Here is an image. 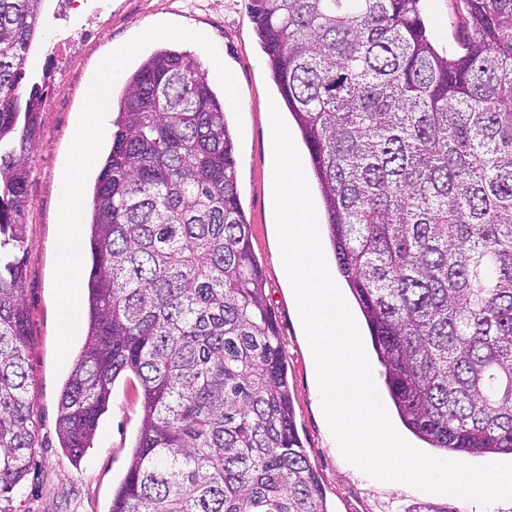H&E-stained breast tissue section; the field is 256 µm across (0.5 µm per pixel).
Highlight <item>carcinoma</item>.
<instances>
[{"label":"carcinoma","instance_id":"carcinoma-1","mask_svg":"<svg viewBox=\"0 0 512 512\" xmlns=\"http://www.w3.org/2000/svg\"><path fill=\"white\" fill-rule=\"evenodd\" d=\"M45 0H0V492L37 436L28 397L29 152ZM421 0H251L308 149L339 273L404 426L431 448L512 454V0H454L438 49ZM93 186L88 330L57 432L78 459L123 375L142 420L109 512H329L299 439L251 249L224 101L159 49L123 78Z\"/></svg>","mask_w":512,"mask_h":512}]
</instances>
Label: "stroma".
<instances>
[{
    "instance_id": "stroma-1",
    "label": "stroma",
    "mask_w": 512,
    "mask_h": 512,
    "mask_svg": "<svg viewBox=\"0 0 512 512\" xmlns=\"http://www.w3.org/2000/svg\"><path fill=\"white\" fill-rule=\"evenodd\" d=\"M62 3L46 0L41 34L28 58L32 74H51L41 133L30 152L27 248L23 255V288L30 317L29 391L38 436L28 475L17 490L0 495V512H108L112 492L128 467L142 418L139 384L134 376L116 382L93 446L79 463H72L57 436L58 399L87 334V320L79 318L64 361H57L54 279L59 174L67 160L77 114L84 105L85 87L101 59L142 30L163 22L205 34L235 78L241 116V125L234 130L240 200L286 355L297 431L308 459L321 476L330 512H512V500L484 507L455 495H431L412 486L389 487L359 475L342 453L331 448L314 394L306 340L277 259L265 114L279 94L255 36L249 0H112L109 12H78L76 21L87 29V37L81 44L52 54L47 47L61 23ZM421 7L441 45L456 47L462 30L452 0H423Z\"/></svg>"
}]
</instances>
